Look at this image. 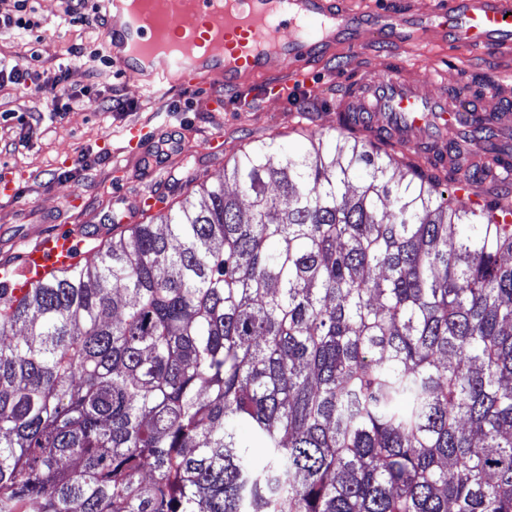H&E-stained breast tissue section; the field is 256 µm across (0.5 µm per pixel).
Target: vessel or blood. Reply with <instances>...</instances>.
I'll return each mask as SVG.
<instances>
[{"instance_id":"obj_1","label":"vessel or blood","mask_w":512,"mask_h":512,"mask_svg":"<svg viewBox=\"0 0 512 512\" xmlns=\"http://www.w3.org/2000/svg\"><path fill=\"white\" fill-rule=\"evenodd\" d=\"M213 3L160 0L153 21L129 29L107 25L106 44L135 51L146 46L147 35L159 30L177 41H194L192 52L166 55L144 79L143 88L164 93L206 85L217 91L268 74L275 58L286 60L293 77H301L322 53L327 33L342 41L362 31L374 40L394 43L404 38L407 25L399 13L365 16L338 9L334 0H290L287 9L270 13L266 0H248L243 14L231 18L219 16ZM418 30L451 34L467 49H494L512 39V0H448L424 16ZM340 109L382 116L395 139L411 146L431 137L433 130H447L450 121L474 111L475 105L461 90L449 97L424 98L404 71L387 69L363 76ZM87 237L81 226L39 236L27 245L20 271L6 263L0 265V277L12 284L14 295H22L48 272L75 265Z\"/></svg>"}]
</instances>
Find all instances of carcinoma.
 <instances>
[{"label": "carcinoma", "instance_id": "obj_1", "mask_svg": "<svg viewBox=\"0 0 512 512\" xmlns=\"http://www.w3.org/2000/svg\"><path fill=\"white\" fill-rule=\"evenodd\" d=\"M338 120L0 283V512H512V144Z\"/></svg>", "mask_w": 512, "mask_h": 512}]
</instances>
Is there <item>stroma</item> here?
<instances>
[{"instance_id":"35a3bbf8","label":"stroma","mask_w":512,"mask_h":512,"mask_svg":"<svg viewBox=\"0 0 512 512\" xmlns=\"http://www.w3.org/2000/svg\"><path fill=\"white\" fill-rule=\"evenodd\" d=\"M40 25L24 33L0 30V58L36 69L53 67L58 54L78 45L87 52L105 44V30L96 21L97 0H87L83 22L59 24L65 0H30ZM70 57L65 87L76 100L71 111L47 118L45 98L14 86L0 88V113L19 111V119L0 120V242L4 258L20 263L27 240L75 224L111 225L113 217L141 222L140 199L159 192L174 199L183 190L197 192L199 184L223 180L224 168L241 146L277 136L281 145L297 149V127L313 137H330L339 131L338 107L357 79L368 71H382L391 63L404 65L407 76L425 94L442 86L465 88L475 82L487 92L512 98V44L485 52L455 44L451 39L415 40L392 45L364 41L358 50L337 45L327 56L315 58L300 80L282 97L269 96L266 86L287 71L274 61L265 82L223 92L220 109L210 110V92L182 89L149 98L139 75L113 64L94 68L87 57ZM115 95L132 102L125 112H101L100 100ZM151 126L156 142L165 144L163 155L124 158L125 130L131 123ZM219 136L223 150L203 154L206 141ZM192 142L196 151L192 167H184L177 150ZM125 170H116L118 161Z\"/></svg>"}]
</instances>
